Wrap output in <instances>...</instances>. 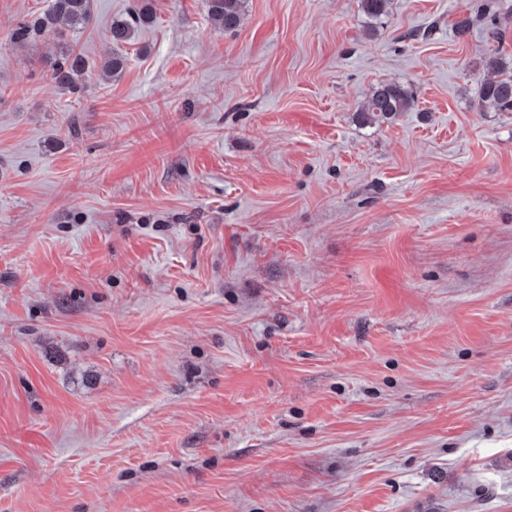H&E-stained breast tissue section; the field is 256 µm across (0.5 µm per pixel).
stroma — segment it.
I'll return each mask as SVG.
<instances>
[{
  "mask_svg": "<svg viewBox=\"0 0 512 512\" xmlns=\"http://www.w3.org/2000/svg\"><path fill=\"white\" fill-rule=\"evenodd\" d=\"M44 6L0 0V512H512V0H92L78 99ZM213 23L226 31L234 30L240 22L244 0H207ZM388 1L389 0H360L361 10L367 18L365 29L368 34L373 35L377 33L382 16L387 13L386 6ZM131 20L137 22H145L147 14L143 7H135L132 9ZM128 19H115L105 35V40L112 44V55H110L103 63V70L110 76H119L125 67V57L120 54L123 44H128L134 34V26L132 21ZM485 67L495 75L481 82V101L497 112H512V59L492 53L485 58ZM412 103L408 92L396 83L375 86L360 114L377 122H388L400 112H406Z\"/></svg>",
  "mask_w": 512,
  "mask_h": 512,
  "instance_id": "stroma-1",
  "label": "stroma"
}]
</instances>
